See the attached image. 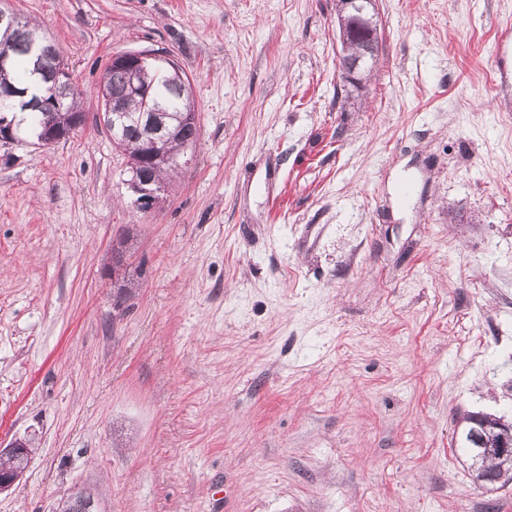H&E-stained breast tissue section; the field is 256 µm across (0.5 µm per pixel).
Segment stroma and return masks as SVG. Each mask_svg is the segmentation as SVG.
Returning <instances> with one entry per match:
<instances>
[{"instance_id": "1", "label": "stroma", "mask_w": 512, "mask_h": 512, "mask_svg": "<svg viewBox=\"0 0 512 512\" xmlns=\"http://www.w3.org/2000/svg\"><path fill=\"white\" fill-rule=\"evenodd\" d=\"M9 4L88 121L0 141V512H512L455 431L512 419V0H377L362 97L337 0ZM143 48L199 125L147 212L95 119Z\"/></svg>"}]
</instances>
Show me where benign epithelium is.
Returning <instances> with one entry per match:
<instances>
[{"mask_svg": "<svg viewBox=\"0 0 512 512\" xmlns=\"http://www.w3.org/2000/svg\"><path fill=\"white\" fill-rule=\"evenodd\" d=\"M338 16L341 22L348 20L356 22L358 25L368 30V37L359 43L355 53H350L347 36H342L344 54L341 56L342 77L351 83L360 82L359 72L360 63L365 59H374L378 52V32L377 25L373 22L375 16L376 0H338ZM150 61H162L166 63L174 73L175 78L183 79L182 70L175 61L168 58H161L154 51L149 49L120 51L112 55L110 66L124 69L131 77V90L135 96L149 98L150 88L143 80L144 66ZM159 109L150 107L140 114L138 127L141 134L137 139V151L140 156L152 158L153 163L172 164L178 168L189 165L193 160V147L183 146L179 154L175 156L164 153L161 144L172 137L178 131L180 122H198V113L194 105H189L178 120L174 122H165L158 116ZM87 121V116L79 112L70 119V122L57 128H46L40 142L43 145H53L67 137L73 132L82 128ZM131 187L138 195L137 202L140 209L144 211L152 210L159 202L160 194L164 191V185L152 179H140L133 177L130 180ZM496 428L499 430L498 449L503 451L512 447V422L503 418L495 421ZM31 456V441L26 439H16L8 446L0 449V459L17 458ZM25 469L10 467L8 465L0 466V492L10 489L22 477Z\"/></svg>", "mask_w": 512, "mask_h": 512, "instance_id": "7a95c632", "label": "benign epithelium"}]
</instances>
